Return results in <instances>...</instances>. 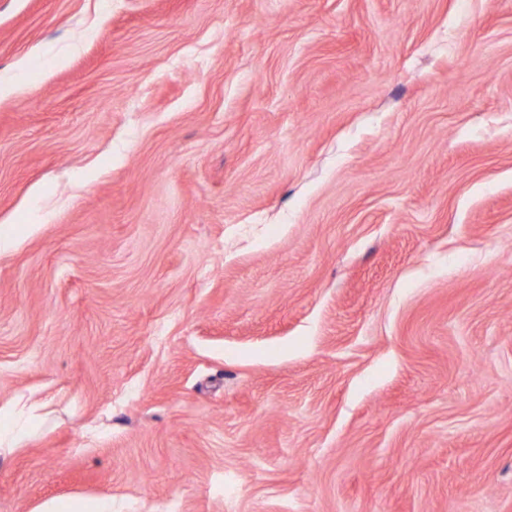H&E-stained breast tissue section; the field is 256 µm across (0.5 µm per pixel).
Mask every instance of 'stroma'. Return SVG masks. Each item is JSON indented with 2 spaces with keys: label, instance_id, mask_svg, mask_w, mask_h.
Masks as SVG:
<instances>
[{
  "label": "stroma",
  "instance_id": "35a3bbf8",
  "mask_svg": "<svg viewBox=\"0 0 512 512\" xmlns=\"http://www.w3.org/2000/svg\"><path fill=\"white\" fill-rule=\"evenodd\" d=\"M0 512H512V0H0Z\"/></svg>",
  "mask_w": 512,
  "mask_h": 512
}]
</instances>
